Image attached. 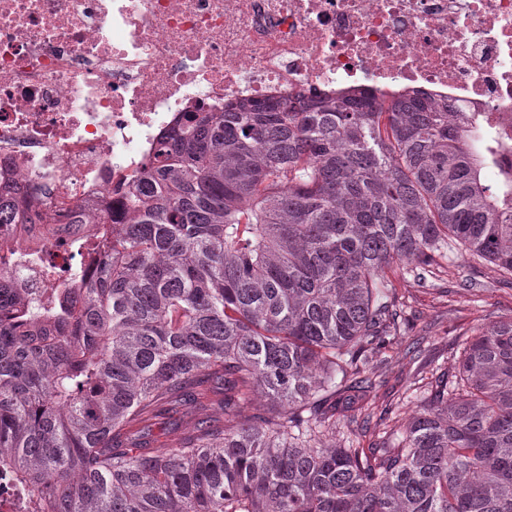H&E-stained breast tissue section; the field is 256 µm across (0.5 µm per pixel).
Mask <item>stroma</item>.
<instances>
[{"label":"stroma","mask_w":512,"mask_h":512,"mask_svg":"<svg viewBox=\"0 0 512 512\" xmlns=\"http://www.w3.org/2000/svg\"><path fill=\"white\" fill-rule=\"evenodd\" d=\"M391 281L409 323L403 339L387 349L374 375L375 385L367 397L370 430L360 439L365 447L390 429L400 398L454 372L463 334L512 318V276L465 254L452 255L432 283L422 286L399 272L392 274ZM415 341L421 348L409 353L407 347Z\"/></svg>","instance_id":"35a3bbf8"}]
</instances>
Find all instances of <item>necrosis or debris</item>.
I'll return each mask as SVG.
<instances>
[{
	"label": "necrosis or debris",
	"instance_id": "obj_1",
	"mask_svg": "<svg viewBox=\"0 0 512 512\" xmlns=\"http://www.w3.org/2000/svg\"><path fill=\"white\" fill-rule=\"evenodd\" d=\"M373 87L512 125V0H0V188L22 288L71 286L69 227L122 194L187 112ZM26 213V214H25ZM24 224H36L40 218L38 212H25L24 199L19 193L4 189L0 191V267H6L15 260V241L13 224H18L21 217ZM3 228V229H2Z\"/></svg>",
	"mask_w": 512,
	"mask_h": 512
}]
</instances>
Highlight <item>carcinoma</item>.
Returning <instances> with one entry per match:
<instances>
[{"label":"carcinoma","instance_id":"cac0c4a2","mask_svg":"<svg viewBox=\"0 0 512 512\" xmlns=\"http://www.w3.org/2000/svg\"><path fill=\"white\" fill-rule=\"evenodd\" d=\"M124 198L81 284L0 274V512H512V319L378 446L336 445L405 333L387 269L425 281L452 247L512 274L498 113L370 89L189 112ZM21 218L1 190V268ZM205 398L224 425L147 447Z\"/></svg>","mask_w":512,"mask_h":512}]
</instances>
